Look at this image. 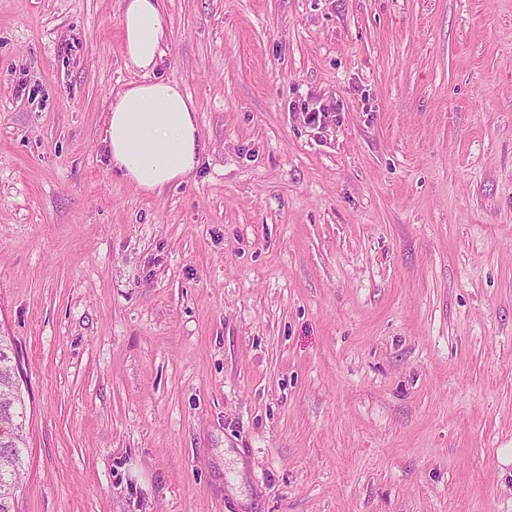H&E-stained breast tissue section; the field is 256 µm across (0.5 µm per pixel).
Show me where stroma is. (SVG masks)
Masks as SVG:
<instances>
[{
  "mask_svg": "<svg viewBox=\"0 0 512 512\" xmlns=\"http://www.w3.org/2000/svg\"><path fill=\"white\" fill-rule=\"evenodd\" d=\"M121 3L0 0L19 512H512V0H162L154 193ZM121 25L126 63L145 79L110 103L106 141L112 167L151 193L185 180L198 164L201 140L192 103L178 84L149 78L164 54L160 0H124Z\"/></svg>",
  "mask_w": 512,
  "mask_h": 512,
  "instance_id": "35a3bbf8",
  "label": "stroma"
}]
</instances>
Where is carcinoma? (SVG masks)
I'll use <instances>...</instances> for the list:
<instances>
[{
	"instance_id": "carcinoma-1",
	"label": "carcinoma",
	"mask_w": 512,
	"mask_h": 512,
	"mask_svg": "<svg viewBox=\"0 0 512 512\" xmlns=\"http://www.w3.org/2000/svg\"><path fill=\"white\" fill-rule=\"evenodd\" d=\"M16 358L18 353L11 340L0 336V512H17L24 470L26 408L13 382Z\"/></svg>"
}]
</instances>
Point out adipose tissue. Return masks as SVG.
<instances>
[{
    "mask_svg": "<svg viewBox=\"0 0 512 512\" xmlns=\"http://www.w3.org/2000/svg\"><path fill=\"white\" fill-rule=\"evenodd\" d=\"M121 25L126 63L146 78L111 102L106 141L113 168L151 193L185 180L199 161L201 140L188 97L178 84L153 76L164 54L160 0H123Z\"/></svg>",
    "mask_w": 512,
    "mask_h": 512,
    "instance_id": "ef3b65f1",
    "label": "adipose tissue"
}]
</instances>
